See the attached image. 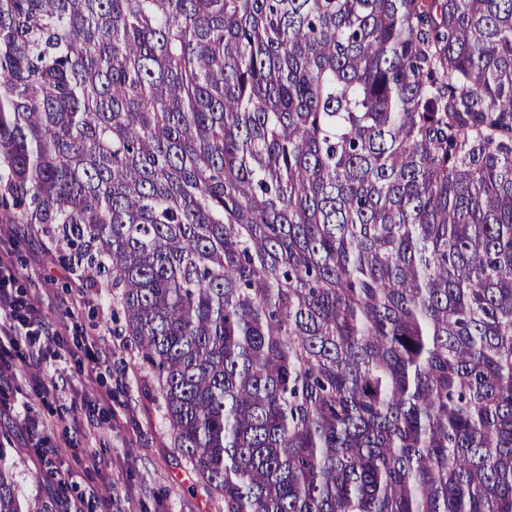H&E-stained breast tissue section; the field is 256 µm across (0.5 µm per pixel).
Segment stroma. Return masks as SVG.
<instances>
[{"label": "stroma", "instance_id": "35a3bbf8", "mask_svg": "<svg viewBox=\"0 0 512 512\" xmlns=\"http://www.w3.org/2000/svg\"><path fill=\"white\" fill-rule=\"evenodd\" d=\"M0 248L11 254L14 295L37 306L51 335L40 362L24 342L0 355L25 368L0 393V448L23 496L49 512H224L175 450L111 291L79 283L68 249L30 225L0 226ZM43 381L57 383L56 397L42 398ZM56 468L70 474L66 489Z\"/></svg>", "mask_w": 512, "mask_h": 512}]
</instances>
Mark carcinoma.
I'll list each match as a JSON object with an SVG mask.
<instances>
[{
    "label": "carcinoma",
    "mask_w": 512,
    "mask_h": 512,
    "mask_svg": "<svg viewBox=\"0 0 512 512\" xmlns=\"http://www.w3.org/2000/svg\"><path fill=\"white\" fill-rule=\"evenodd\" d=\"M0 223L224 512H512V0H0Z\"/></svg>",
    "instance_id": "obj_1"
}]
</instances>
